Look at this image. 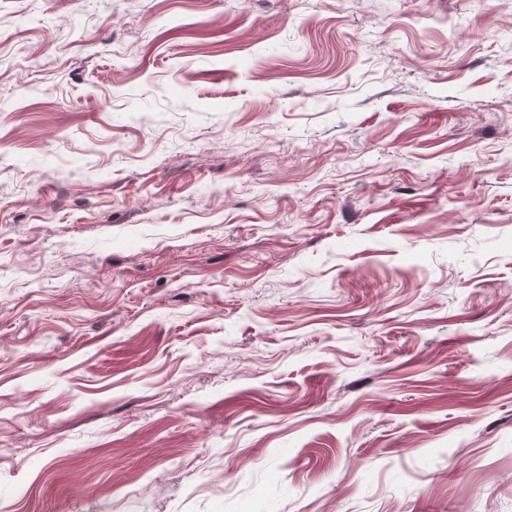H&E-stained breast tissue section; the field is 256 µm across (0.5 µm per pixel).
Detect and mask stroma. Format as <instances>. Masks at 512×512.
Segmentation results:
<instances>
[{
	"mask_svg": "<svg viewBox=\"0 0 512 512\" xmlns=\"http://www.w3.org/2000/svg\"><path fill=\"white\" fill-rule=\"evenodd\" d=\"M0 512H512V0H0Z\"/></svg>",
	"mask_w": 512,
	"mask_h": 512,
	"instance_id": "1",
	"label": "stroma"
}]
</instances>
